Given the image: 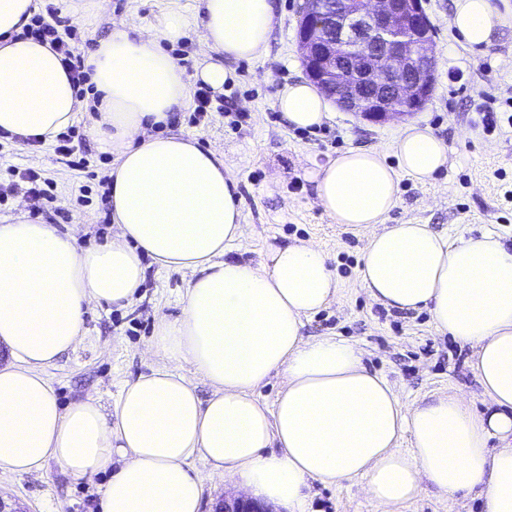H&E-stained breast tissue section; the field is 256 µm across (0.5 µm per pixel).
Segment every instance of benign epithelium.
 <instances>
[{"label":"benign epithelium","mask_w":512,"mask_h":512,"mask_svg":"<svg viewBox=\"0 0 512 512\" xmlns=\"http://www.w3.org/2000/svg\"><path fill=\"white\" fill-rule=\"evenodd\" d=\"M436 33L422 0H303L297 29L308 80L368 122L420 111L433 90ZM213 512H269L238 495Z\"/></svg>","instance_id":"obj_1"}]
</instances>
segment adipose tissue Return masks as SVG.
Wrapping results in <instances>:
<instances>
[{
    "instance_id": "1",
    "label": "adipose tissue",
    "mask_w": 512,
    "mask_h": 512,
    "mask_svg": "<svg viewBox=\"0 0 512 512\" xmlns=\"http://www.w3.org/2000/svg\"><path fill=\"white\" fill-rule=\"evenodd\" d=\"M200 32L218 61L199 71L223 89L222 60H252L272 29V0H203ZM39 0H0V139L54 142L96 108L92 129L114 157L111 240L85 249L77 229L18 215L0 221V471L57 463L77 478L112 469L101 512H201V470L280 512H307L309 482L361 481L380 512L425 488L484 512H512V246L499 237L451 238L427 224H390L401 176L430 181L448 146L403 125L392 145L351 149L312 174L333 222L366 231L359 276L390 309H428L434 326L468 345L482 411L451 392L405 405L360 348L304 336V320L341 291L320 246L269 245L259 260L231 256L246 236L236 179L223 154L192 135H162L188 104V84L163 50L186 36V15L145 29L117 28L89 65L98 105L81 99L60 56L27 28ZM512 22L491 0H455L449 21L468 46H490ZM277 107L297 128L321 125L324 98L284 87ZM188 277L180 318L160 317L149 346L158 361L127 383L114 409L89 397L61 407L43 370L75 350L87 310L124 305L145 278L144 258ZM189 363L213 389L200 399L179 373ZM282 377L274 406L255 389ZM410 436L411 450L400 446ZM120 467H113V460Z\"/></svg>"
}]
</instances>
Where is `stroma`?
<instances>
[{
	"instance_id": "obj_1",
	"label": "stroma",
	"mask_w": 512,
	"mask_h": 512,
	"mask_svg": "<svg viewBox=\"0 0 512 512\" xmlns=\"http://www.w3.org/2000/svg\"><path fill=\"white\" fill-rule=\"evenodd\" d=\"M303 0H273L269 42L253 60L228 59L231 80L218 97L228 113L210 112L191 122L193 108L175 113L164 133L190 134L202 148L224 153L237 179L243 221L248 232L234 256L257 258L268 244L310 240L329 256L343 290L336 301L306 318L310 337L336 336L356 343L366 366L384 375L403 403L459 391L482 409L481 388L469 366L471 350L434 326L428 310L401 312L373 302L360 283L362 231L334 223L315 203L311 170L349 149L390 151L404 124L397 118L371 123L330 107L327 119L309 129L292 127L276 100L286 85L304 80L295 32ZM437 30V65L430 101L412 119L429 127L450 149L446 169L425 184L402 177L391 224H427L449 236L491 233L512 246V28L492 45L470 49L458 41L449 20L453 0H423ZM175 10L201 17V0H109L107 10L89 9L69 18L70 44L92 57L108 39L114 20L130 27L154 24ZM166 52L182 67L189 88L209 60L196 31H189ZM497 112L495 129H485L479 105ZM245 121H238V113ZM72 143L88 159L83 169L60 160L52 145L37 147L5 142L0 169L31 168L53 184L54 200L44 213L59 228L81 227L78 247L101 244L112 235L111 207L104 193L111 154L100 150L91 124L78 118ZM187 278L148 264L136 298L127 305L92 306L85 316L82 343L45 370L61 406L88 397L114 407L122 386L149 373L143 352L154 335L156 318L175 319ZM111 471L87 481L65 473L57 464L43 470L0 472V493L11 496L25 512H99ZM310 512H378L360 483L326 485L310 482Z\"/></svg>"
}]
</instances>
